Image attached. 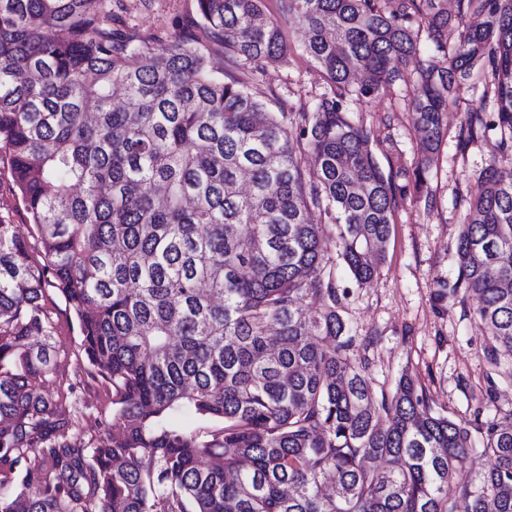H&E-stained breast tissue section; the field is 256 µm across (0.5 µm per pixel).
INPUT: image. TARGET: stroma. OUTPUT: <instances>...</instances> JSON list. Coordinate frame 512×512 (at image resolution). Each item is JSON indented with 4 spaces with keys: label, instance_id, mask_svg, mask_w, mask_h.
Listing matches in <instances>:
<instances>
[{
    "label": "stroma",
    "instance_id": "stroma-1",
    "mask_svg": "<svg viewBox=\"0 0 512 512\" xmlns=\"http://www.w3.org/2000/svg\"><path fill=\"white\" fill-rule=\"evenodd\" d=\"M125 22L142 37L172 30L196 15V0H113ZM291 52L277 65L261 69L237 67L235 73L249 91L268 107L282 103L312 109L329 91L321 67L306 54L299 24L287 32ZM482 90L471 80H458L451 88L444 114L447 135L428 172L423 191L408 189L392 220L386 262L374 283L358 286L344 265L336 267L339 287L348 291L343 316L353 335L376 336L368 353V373L376 387L394 391L402 373L416 376L434 400V407L449 417L471 421L512 414V358L499 366L487 358L489 341L476 322V296H454L438 301L440 285L457 277L456 241L467 214L466 200L479 185L482 170L499 161L512 174V161L501 158L495 136L471 142L458 151L457 141L469 107L478 105ZM403 83L368 102H350V117L371 128V148L380 165L413 171L421 159L420 136ZM14 224L33 260L44 258L41 241L29 221L21 195L13 183L11 160L0 149V218ZM46 311L54 327V355L62 381L42 383L43 393L59 385L73 392L60 408L65 418L79 425L83 445L95 443L112 419V388L91 377L79 356L77 320L57 291H50Z\"/></svg>",
    "mask_w": 512,
    "mask_h": 512
}]
</instances>
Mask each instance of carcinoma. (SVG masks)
<instances>
[{"mask_svg": "<svg viewBox=\"0 0 512 512\" xmlns=\"http://www.w3.org/2000/svg\"><path fill=\"white\" fill-rule=\"evenodd\" d=\"M196 3L193 28L233 67L285 61L301 24L331 93L274 112L183 29L145 40L112 0H0V149L44 250L34 262L0 219V512H512V414L481 424L486 465L466 469L469 423L407 373L377 391L374 338L349 334L336 285L338 258L359 286L378 277L406 193L348 102L412 87L427 157L450 87L473 79L459 145L496 131L511 160L512 0H457L454 15L447 0H279L264 22L263 0ZM423 27L438 60L420 53ZM456 254L436 296L478 297L496 367L512 353V181L493 166ZM50 287L112 385L90 448L33 390L59 371Z\"/></svg>", "mask_w": 512, "mask_h": 512, "instance_id": "carcinoma-1", "label": "carcinoma"}]
</instances>
